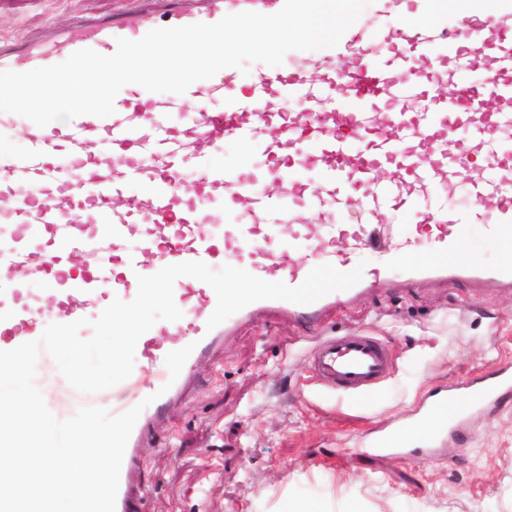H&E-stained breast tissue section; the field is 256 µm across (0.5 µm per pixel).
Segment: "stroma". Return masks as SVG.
<instances>
[{"mask_svg": "<svg viewBox=\"0 0 512 512\" xmlns=\"http://www.w3.org/2000/svg\"><path fill=\"white\" fill-rule=\"evenodd\" d=\"M123 0H0V38H40ZM371 333L388 377L363 399L321 385L294 319L242 325L199 359L190 390L144 435L142 512H512V398L470 418L431 456L406 459L364 435L412 419L423 400L512 371V289L463 281L388 288L332 313L324 336Z\"/></svg>", "mask_w": 512, "mask_h": 512, "instance_id": "1", "label": "stroma"}]
</instances>
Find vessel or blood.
I'll return each mask as SVG.
<instances>
[{
  "mask_svg": "<svg viewBox=\"0 0 512 512\" xmlns=\"http://www.w3.org/2000/svg\"><path fill=\"white\" fill-rule=\"evenodd\" d=\"M387 2L379 30L357 20L336 46L321 49L316 73L258 69L243 82L237 69L226 68L167 101H136L126 86L108 117L82 115L44 127L27 120L26 153L0 147V350L37 340L44 319L70 323L91 307L132 300L138 276L190 261L214 267L231 248L240 268L292 287L323 264L349 272L358 255L378 259L348 289L308 305L259 300L211 330L215 292L179 278L174 301L182 318L140 337V362L111 388V400L67 384L53 389L47 405L67 400L112 415L138 406L140 393L154 395L125 449L116 512H132L150 493L135 477L145 430L237 321L285 312L319 329L336 307L387 286L399 263L419 281L460 278L478 288H512V252L486 265L463 246L472 224L491 240L512 243V0H495V8L481 12L415 0V9L431 15L424 22L398 0ZM283 4L127 0L112 16L76 21L43 40H1L0 71L54 65L82 49L110 55L121 38L244 11L273 14ZM341 57L348 64L340 70ZM470 71L481 73L480 84L467 80ZM491 99L502 111H485ZM186 100L195 105L191 118L172 123ZM228 139L245 152L234 169L216 161ZM117 150L125 152L123 162L113 161ZM387 165L400 167L403 177L376 180L375 171ZM188 168L196 186L190 201L181 194ZM463 175L473 203L450 207ZM135 183L140 193L127 196ZM440 192L446 201L437 200ZM122 195L127 208L119 211L112 200ZM487 196L498 200L489 213L481 207ZM230 205L240 208L237 221L213 225V213ZM354 208L358 221L342 222L341 214ZM308 211L317 223H302ZM33 279L56 297L54 311L22 302ZM189 344L193 352L170 379L167 354ZM390 363L385 345L360 332L324 338L313 355L318 380L349 395L370 392ZM511 396V372H486L471 385L429 396L414 421L374 433L369 444L403 452L412 437L437 440L458 429L465 408L484 410Z\"/></svg>",
  "mask_w": 512,
  "mask_h": 512,
  "instance_id": "b4317fda",
  "label": "vessel or blood"
}]
</instances>
